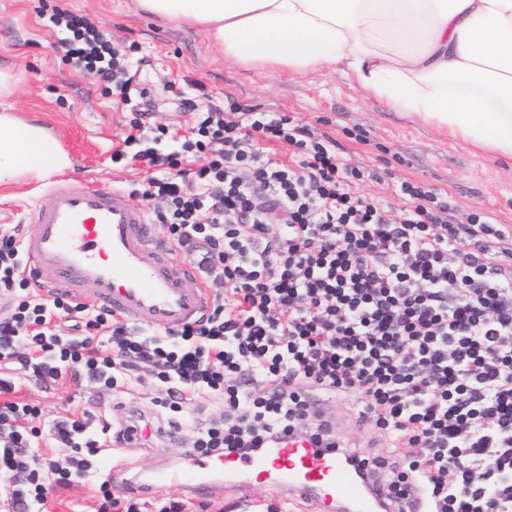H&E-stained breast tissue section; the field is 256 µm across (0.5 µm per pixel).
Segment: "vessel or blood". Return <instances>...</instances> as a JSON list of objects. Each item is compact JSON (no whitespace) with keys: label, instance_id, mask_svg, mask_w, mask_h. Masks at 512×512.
Returning a JSON list of instances; mask_svg holds the SVG:
<instances>
[{"label":"vessel or blood","instance_id":"1","mask_svg":"<svg viewBox=\"0 0 512 512\" xmlns=\"http://www.w3.org/2000/svg\"><path fill=\"white\" fill-rule=\"evenodd\" d=\"M28 220V264L48 272L56 290L153 328L178 329L203 312L205 288L194 265L155 239L146 209L115 189L80 176L59 178L50 200L30 207ZM366 468L343 447L325 448L289 431L247 456L186 453L138 485L145 494L177 487L199 498L228 490L243 504L266 487L311 512H385L389 489L367 484Z\"/></svg>","mask_w":512,"mask_h":512}]
</instances>
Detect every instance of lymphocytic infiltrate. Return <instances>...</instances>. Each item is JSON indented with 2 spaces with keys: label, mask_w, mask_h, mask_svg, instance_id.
<instances>
[{
  "label": "lymphocytic infiltrate",
  "mask_w": 512,
  "mask_h": 512,
  "mask_svg": "<svg viewBox=\"0 0 512 512\" xmlns=\"http://www.w3.org/2000/svg\"><path fill=\"white\" fill-rule=\"evenodd\" d=\"M95 84L131 101L132 80L104 26L67 17ZM135 113L112 153L143 171L135 199L151 223L222 284L207 317L178 331L136 327L110 310L42 290L26 273L24 228L0 226V498L47 512L52 491L92 475L118 444L106 415L41 419L23 381H90L122 397L163 389L181 412L204 397L224 416L195 424L191 449L246 456L284 431L333 442L307 422L313 392L352 395L397 452L374 458L394 495L419 483L429 512H512V229L493 214L453 219L445 193L408 180L393 209L362 195L360 168L335 141L285 112L229 101L160 127L145 145ZM292 152L289 162L263 144ZM67 466L38 453L41 434Z\"/></svg>",
  "instance_id": "obj_1"
}]
</instances>
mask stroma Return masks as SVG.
<instances>
[{
    "label": "stroma",
    "mask_w": 512,
    "mask_h": 512,
    "mask_svg": "<svg viewBox=\"0 0 512 512\" xmlns=\"http://www.w3.org/2000/svg\"><path fill=\"white\" fill-rule=\"evenodd\" d=\"M60 10L102 22L113 45L132 64L140 65L141 79L154 102L152 126L176 128L185 123L186 114L171 105V98L200 107L223 104L230 96L288 113L313 130L328 133L346 163L367 171L359 185L362 194L399 209L403 202L395 193L396 183L407 179L446 191L459 223L483 210L493 213L499 223L512 225L511 162L388 110L335 71L270 76L244 67L225 57L223 47L209 41L201 29L160 22L142 11L137 0H0V65H10L22 76L9 102L19 119L41 122L61 143L73 160L71 174L125 193L142 178L136 168L112 160L129 110L67 57L64 40L69 33L54 23ZM49 185L44 179L0 186V225L24 223L30 205L47 201ZM20 395L48 417L74 407L94 413L109 410L116 430L125 427L129 409L151 413L160 437L114 454L116 462L129 464L134 473L176 463L190 445L186 427L177 438H165L167 412L154 407L139 389L118 408L112 405L111 393L92 384L79 389L67 379L52 389L36 383L22 386ZM319 399L335 414L341 441L370 458L392 454L388 437L360 418L354 397L323 393ZM98 499L94 483H80L58 490L48 510L96 512Z\"/></svg>",
    "instance_id": "obj_1"
}]
</instances>
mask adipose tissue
<instances>
[{
  "label": "adipose tissue",
  "mask_w": 512,
  "mask_h": 512,
  "mask_svg": "<svg viewBox=\"0 0 512 512\" xmlns=\"http://www.w3.org/2000/svg\"><path fill=\"white\" fill-rule=\"evenodd\" d=\"M268 74L333 69L392 111L512 160V0H138ZM0 68V184L70 168L47 129L15 117Z\"/></svg>",
  "instance_id": "adipose-tissue-1"
}]
</instances>
